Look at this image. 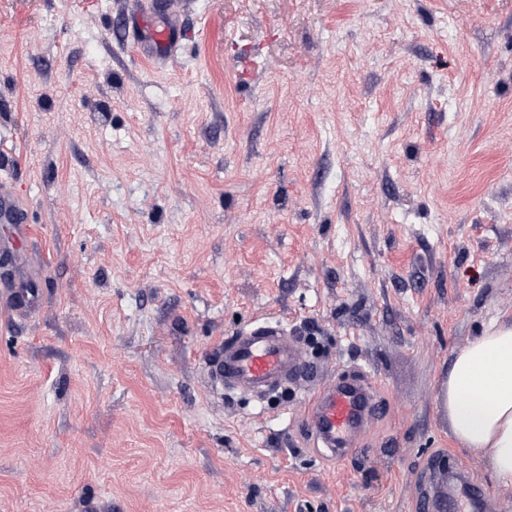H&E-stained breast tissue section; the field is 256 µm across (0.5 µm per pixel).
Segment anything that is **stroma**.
Masks as SVG:
<instances>
[{
	"instance_id": "stroma-1",
	"label": "stroma",
	"mask_w": 512,
	"mask_h": 512,
	"mask_svg": "<svg viewBox=\"0 0 512 512\" xmlns=\"http://www.w3.org/2000/svg\"><path fill=\"white\" fill-rule=\"evenodd\" d=\"M160 63L132 46L167 26ZM0 174L43 305L0 307V512H421L454 354L512 322V0H0ZM266 322L297 385L214 395ZM378 410L336 459L312 386ZM0 223L17 224L19 235L24 232L27 237L30 236L29 228L23 225L27 224L26 209L13 198L8 177L0 178Z\"/></svg>"
}]
</instances>
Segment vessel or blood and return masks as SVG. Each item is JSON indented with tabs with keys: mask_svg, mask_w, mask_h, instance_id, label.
Instances as JSON below:
<instances>
[{
	"mask_svg": "<svg viewBox=\"0 0 512 512\" xmlns=\"http://www.w3.org/2000/svg\"><path fill=\"white\" fill-rule=\"evenodd\" d=\"M26 210L13 198L7 178H0V223L24 232ZM12 312L23 317L38 307L37 292L25 285L11 289ZM304 353L282 326L255 325L218 346L207 365V376L220 388L266 395L300 378ZM374 395L367 384H328L319 388L310 419L313 435L334 456H343L362 425Z\"/></svg>",
	"mask_w": 512,
	"mask_h": 512,
	"instance_id": "obj_1",
	"label": "vessel or blood"
}]
</instances>
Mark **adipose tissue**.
Segmentation results:
<instances>
[{
    "instance_id": "ef3b65f1",
    "label": "adipose tissue",
    "mask_w": 512,
    "mask_h": 512,
    "mask_svg": "<svg viewBox=\"0 0 512 512\" xmlns=\"http://www.w3.org/2000/svg\"><path fill=\"white\" fill-rule=\"evenodd\" d=\"M439 402L458 445L512 487V324L487 327L455 354Z\"/></svg>"
}]
</instances>
